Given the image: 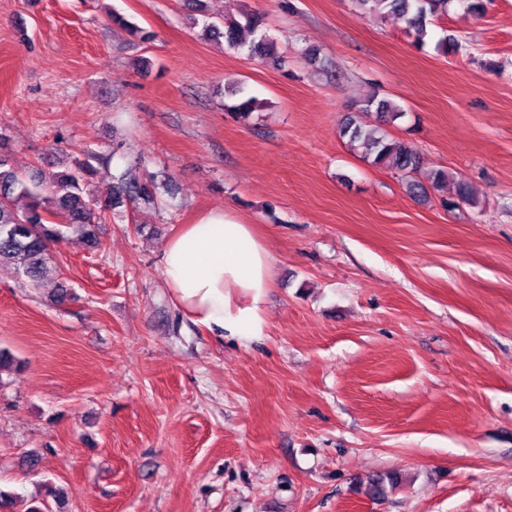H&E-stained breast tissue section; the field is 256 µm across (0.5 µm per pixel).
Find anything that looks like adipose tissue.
Returning <instances> with one entry per match:
<instances>
[{"label": "adipose tissue", "instance_id": "obj_1", "mask_svg": "<svg viewBox=\"0 0 512 512\" xmlns=\"http://www.w3.org/2000/svg\"><path fill=\"white\" fill-rule=\"evenodd\" d=\"M161 272L176 306L211 335L248 341L266 334L272 258L231 210L180 225L165 242Z\"/></svg>", "mask_w": 512, "mask_h": 512}]
</instances>
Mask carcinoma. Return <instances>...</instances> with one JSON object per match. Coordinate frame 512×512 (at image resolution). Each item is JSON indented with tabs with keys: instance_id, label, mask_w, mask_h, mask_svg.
I'll return each instance as SVG.
<instances>
[{
	"instance_id": "1",
	"label": "carcinoma",
	"mask_w": 512,
	"mask_h": 512,
	"mask_svg": "<svg viewBox=\"0 0 512 512\" xmlns=\"http://www.w3.org/2000/svg\"><path fill=\"white\" fill-rule=\"evenodd\" d=\"M366 12L378 17L394 16L413 33L415 41L421 43L428 34L427 18L437 13L448 0H361ZM258 31L263 26L259 13H248L239 20L226 17L221 23L205 22L204 29L223 33L229 49L237 51L243 47L240 32L243 27ZM230 96L235 98L227 110L242 117L250 115L260 107L253 96L244 95V90L234 87ZM375 110L379 122L376 129H367L356 115H349L341 126L342 136L349 142L365 149L374 165H387L400 172L411 173L419 166V153L411 142L399 141L389 136L386 126L404 116L401 108L385 98L372 94L362 101L360 111ZM94 169L89 162L76 158L62 171H45L36 168L29 173L17 169L10 157L0 154V267L8 265L29 287L37 288L49 272L52 262L51 244L60 242L65 231L72 229L80 233L92 248L99 246L96 225L112 211L114 198L103 201L91 197L88 183ZM133 193L147 201L153 193L145 186L120 182L115 195ZM24 198L27 203L19 207ZM67 215V224L52 221L56 211Z\"/></svg>"
}]
</instances>
